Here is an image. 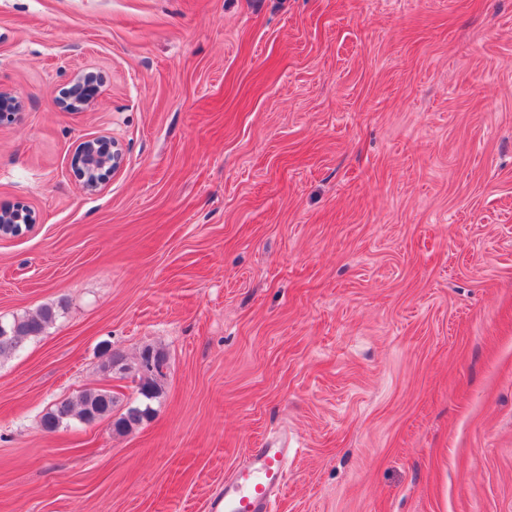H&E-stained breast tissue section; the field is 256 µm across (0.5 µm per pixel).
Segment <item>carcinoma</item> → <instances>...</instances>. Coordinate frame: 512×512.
Wrapping results in <instances>:
<instances>
[{"label":"carcinoma","mask_w":512,"mask_h":512,"mask_svg":"<svg viewBox=\"0 0 512 512\" xmlns=\"http://www.w3.org/2000/svg\"><path fill=\"white\" fill-rule=\"evenodd\" d=\"M61 308V304L55 307L47 306L34 315L15 318L4 324L0 322V357L16 352L24 340L39 336L45 327L56 319ZM116 363L121 364V369L126 373L134 371V376L139 379L138 397L113 421V430L124 433L150 418L151 402L162 391L161 379L164 373L158 366L150 369L149 360L143 354L140 355L136 367L130 368L124 363L123 356L114 351L104 364V369L111 372ZM114 407L115 399L112 392L104 389L89 391L75 404L70 401L57 404L42 417L41 426L47 432H55L73 420L84 423L94 418L100 421L112 416Z\"/></svg>","instance_id":"carcinoma-1"}]
</instances>
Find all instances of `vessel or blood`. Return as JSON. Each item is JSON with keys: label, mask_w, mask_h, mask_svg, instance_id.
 <instances>
[{"label": "vessel or blood", "mask_w": 512, "mask_h": 512, "mask_svg": "<svg viewBox=\"0 0 512 512\" xmlns=\"http://www.w3.org/2000/svg\"><path fill=\"white\" fill-rule=\"evenodd\" d=\"M288 448L251 449L214 497L213 512H271L286 485Z\"/></svg>", "instance_id": "b4317fda"}]
</instances>
